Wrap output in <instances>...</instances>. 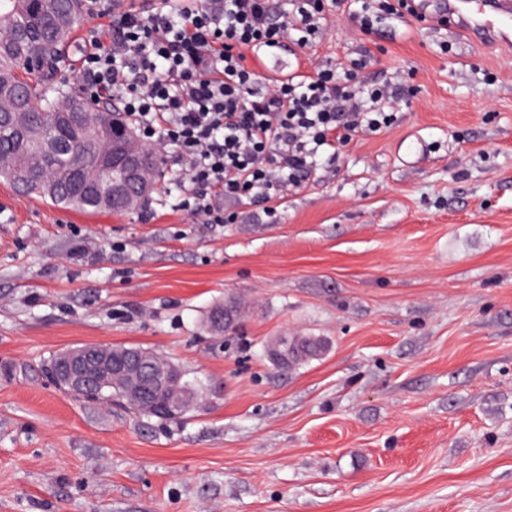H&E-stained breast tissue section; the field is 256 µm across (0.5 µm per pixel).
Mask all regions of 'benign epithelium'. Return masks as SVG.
Instances as JSON below:
<instances>
[{"instance_id": "obj_1", "label": "benign epithelium", "mask_w": 512, "mask_h": 512, "mask_svg": "<svg viewBox=\"0 0 512 512\" xmlns=\"http://www.w3.org/2000/svg\"><path fill=\"white\" fill-rule=\"evenodd\" d=\"M114 136L122 145L121 153L109 159L112 184L105 203L122 201L127 209L136 208L142 199L158 189L144 145L128 126L112 121ZM149 351L124 345H84L57 354L52 380L61 388L80 393L104 382L130 403L157 414H173L189 405V396L181 388L184 371L169 362L154 363Z\"/></svg>"}]
</instances>
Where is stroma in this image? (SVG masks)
I'll use <instances>...</instances> for the list:
<instances>
[{
    "label": "stroma",
    "instance_id": "1",
    "mask_svg": "<svg viewBox=\"0 0 512 512\" xmlns=\"http://www.w3.org/2000/svg\"><path fill=\"white\" fill-rule=\"evenodd\" d=\"M362 52L393 124L233 223L181 209L175 164L123 214L0 181V512H512V52L343 4L299 71ZM278 336L326 350L280 369ZM91 343L165 356L196 405L61 390L47 362Z\"/></svg>",
    "mask_w": 512,
    "mask_h": 512
}]
</instances>
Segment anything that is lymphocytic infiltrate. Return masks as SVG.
Here are the masks:
<instances>
[{"label": "lymphocytic infiltrate", "instance_id": "f902f5d3", "mask_svg": "<svg viewBox=\"0 0 512 512\" xmlns=\"http://www.w3.org/2000/svg\"><path fill=\"white\" fill-rule=\"evenodd\" d=\"M325 0H191L177 11L118 7L110 42L82 53V89L117 100L147 142L187 165L183 209L224 221L223 194L261 198L299 185L324 153L389 126L396 90L364 86L358 64L328 66L257 90L245 63L262 44L307 47L327 26Z\"/></svg>", "mask_w": 512, "mask_h": 512}]
</instances>
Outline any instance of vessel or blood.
Listing matches in <instances>:
<instances>
[{"instance_id": "1", "label": "vessel or blood", "mask_w": 512, "mask_h": 512, "mask_svg": "<svg viewBox=\"0 0 512 512\" xmlns=\"http://www.w3.org/2000/svg\"><path fill=\"white\" fill-rule=\"evenodd\" d=\"M416 8L471 39L512 49V0H416Z\"/></svg>"}]
</instances>
